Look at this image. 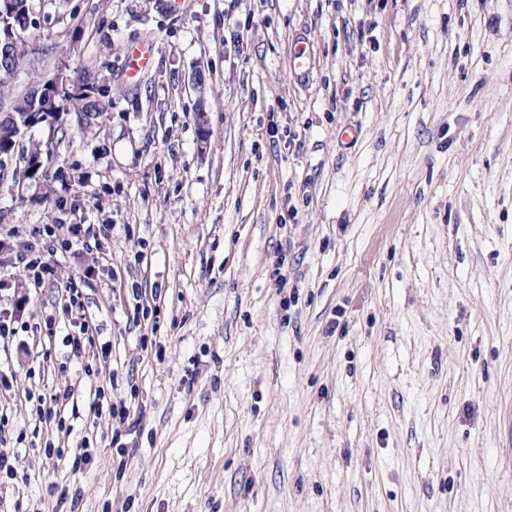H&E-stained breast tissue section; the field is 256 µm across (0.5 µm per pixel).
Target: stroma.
<instances>
[{
  "mask_svg": "<svg viewBox=\"0 0 512 512\" xmlns=\"http://www.w3.org/2000/svg\"><path fill=\"white\" fill-rule=\"evenodd\" d=\"M30 7L13 93L87 68L106 110L0 182V512H512V0ZM53 224L109 231L36 288L11 251ZM156 52L152 42H137L128 48L127 72L129 77H134L141 72L150 69ZM74 396L72 388L64 389L63 391L50 392L48 395L38 397V405L35 414L40 421L45 419L51 420L57 415L58 408L65 407L69 400Z\"/></svg>",
  "mask_w": 512,
  "mask_h": 512,
  "instance_id": "35a3bbf8",
  "label": "stroma"
}]
</instances>
